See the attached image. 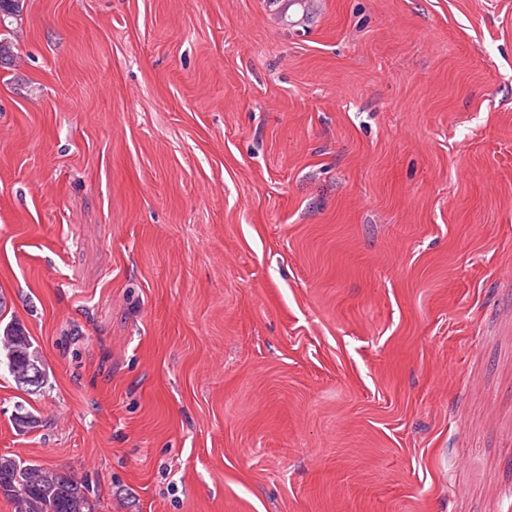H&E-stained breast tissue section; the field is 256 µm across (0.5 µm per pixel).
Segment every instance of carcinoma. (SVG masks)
<instances>
[{
  "label": "carcinoma",
  "mask_w": 512,
  "mask_h": 512,
  "mask_svg": "<svg viewBox=\"0 0 512 512\" xmlns=\"http://www.w3.org/2000/svg\"><path fill=\"white\" fill-rule=\"evenodd\" d=\"M22 325L7 323L0 331V365L15 384L40 371L38 388L48 381L45 364ZM13 423L20 432L36 427L37 417L23 408L14 415ZM0 495L14 512H96L87 484L72 475L47 470L35 462H24L14 456L0 455Z\"/></svg>",
  "instance_id": "obj_1"
}]
</instances>
